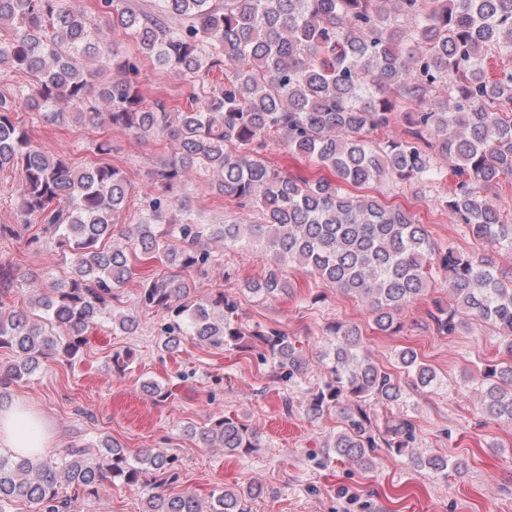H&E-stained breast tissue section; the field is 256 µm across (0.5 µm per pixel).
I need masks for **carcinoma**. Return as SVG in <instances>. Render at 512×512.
I'll list each match as a JSON object with an SVG mask.
<instances>
[{"label":"carcinoma","instance_id":"cac0c4a2","mask_svg":"<svg viewBox=\"0 0 512 512\" xmlns=\"http://www.w3.org/2000/svg\"><path fill=\"white\" fill-rule=\"evenodd\" d=\"M97 16L135 39L138 52L101 44ZM96 56L120 78L96 85L84 66ZM146 57L199 82L201 101L181 107L149 97L138 82ZM497 57L512 62V0H151L147 10L131 0H90V10L79 12L66 0H0V68L32 80L14 98L0 95V177L18 174L27 244L70 256L67 276L29 289L8 311L3 296L29 277L0 263V349L14 354L0 365V387L31 376L45 359H75L102 319L136 332L138 318L112 301L138 262L167 269L142 276L138 292L163 314L165 352L186 338L214 349L239 345L236 303L222 291L205 302L194 296V277L215 266L201 247L209 235L226 248L269 253L272 266L250 291L286 294L284 268L302 265L366 304L380 332L394 330L396 315L442 278L453 304L434 302L430 326L451 336L478 324L501 336L507 358L484 363L481 411L512 425V276L499 275L484 256L435 248L410 210L347 190L420 184L474 238L512 249V214L487 197L512 187V70L489 76L487 61ZM18 99L35 120L56 126L95 117L102 100L111 127L166 140L168 158L152 170L140 205L130 210L131 185L108 160L105 132L88 147L92 159L76 167L69 153L34 140L18 118ZM61 101L72 111L59 110ZM397 118L402 135L371 139ZM269 142L283 143L318 173L270 164ZM215 171L219 192L248 206L249 218L203 224L177 193L189 177ZM328 331L335 343L322 357L327 380L305 407L311 421L332 409L341 414L344 428L326 448L364 469L375 449L390 448L414 468L444 478L460 473V461L412 451L416 424L408 414L382 419L371 411L374 403L402 405L405 387L370 360L359 328L335 323ZM251 336L252 350L279 373L292 379L307 370L280 331ZM400 361L413 386L436 382L413 349ZM199 436L227 453L258 447L236 417L212 420ZM116 479L146 489L145 512H251L257 494L214 490L205 507L192 491H167L179 473L165 453L145 450L133 464L107 438L94 453L76 447L56 461L0 452V503L22 498L36 512H73L63 486L92 494Z\"/></svg>","mask_w":512,"mask_h":512}]
</instances>
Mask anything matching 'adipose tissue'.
Instances as JSON below:
<instances>
[{
	"label": "adipose tissue",
	"mask_w": 512,
	"mask_h": 512,
	"mask_svg": "<svg viewBox=\"0 0 512 512\" xmlns=\"http://www.w3.org/2000/svg\"><path fill=\"white\" fill-rule=\"evenodd\" d=\"M53 440L51 427L32 407L20 401L0 405V447L34 458Z\"/></svg>",
	"instance_id": "ef3b65f1"
}]
</instances>
